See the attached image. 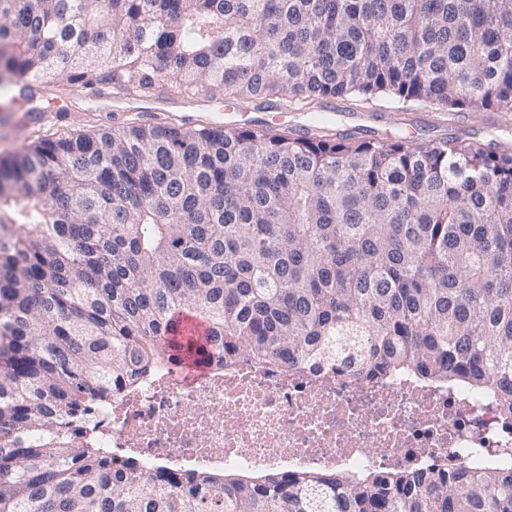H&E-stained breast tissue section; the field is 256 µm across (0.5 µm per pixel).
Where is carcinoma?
<instances>
[{"label": "carcinoma", "instance_id": "obj_1", "mask_svg": "<svg viewBox=\"0 0 512 512\" xmlns=\"http://www.w3.org/2000/svg\"><path fill=\"white\" fill-rule=\"evenodd\" d=\"M283 112H512V0H0V85ZM191 307L208 347H166ZM336 360L512 420V153L450 137L133 124L0 160V512H512V468H112L92 408L164 362Z\"/></svg>", "mask_w": 512, "mask_h": 512}]
</instances>
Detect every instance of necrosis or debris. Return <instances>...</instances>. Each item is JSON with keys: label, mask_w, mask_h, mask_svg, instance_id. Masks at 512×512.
<instances>
[{"label": "necrosis or debris", "mask_w": 512, "mask_h": 512, "mask_svg": "<svg viewBox=\"0 0 512 512\" xmlns=\"http://www.w3.org/2000/svg\"><path fill=\"white\" fill-rule=\"evenodd\" d=\"M113 466L138 457L174 472L231 468L451 472L512 467V423L496 397L406 372L358 381L333 363L292 373L252 362L195 378L165 370L96 411Z\"/></svg>", "instance_id": "necrosis-or-debris-1"}]
</instances>
